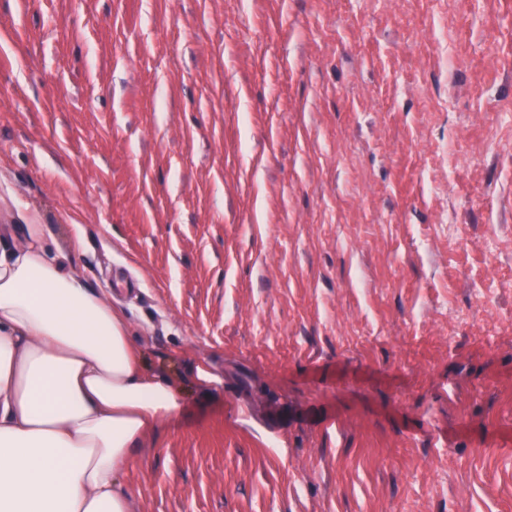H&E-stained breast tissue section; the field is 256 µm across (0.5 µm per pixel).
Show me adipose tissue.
<instances>
[{
  "mask_svg": "<svg viewBox=\"0 0 512 512\" xmlns=\"http://www.w3.org/2000/svg\"><path fill=\"white\" fill-rule=\"evenodd\" d=\"M42 237L0 240V512H131L122 473L181 397Z\"/></svg>",
  "mask_w": 512,
  "mask_h": 512,
  "instance_id": "obj_1",
  "label": "adipose tissue"
}]
</instances>
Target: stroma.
<instances>
[{"label":"stroma","mask_w":512,"mask_h":512,"mask_svg":"<svg viewBox=\"0 0 512 512\" xmlns=\"http://www.w3.org/2000/svg\"><path fill=\"white\" fill-rule=\"evenodd\" d=\"M3 224L181 393L133 512H512V0H0Z\"/></svg>","instance_id":"1"}]
</instances>
